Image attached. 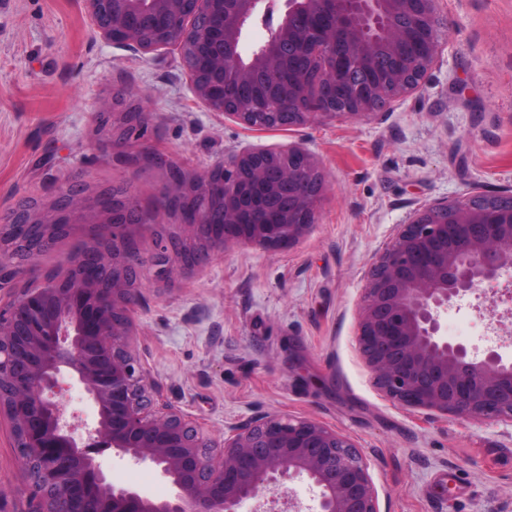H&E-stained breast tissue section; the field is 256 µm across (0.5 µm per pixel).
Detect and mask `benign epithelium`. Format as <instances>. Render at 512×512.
<instances>
[{
    "label": "benign epithelium",
    "instance_id": "benign-epithelium-1",
    "mask_svg": "<svg viewBox=\"0 0 512 512\" xmlns=\"http://www.w3.org/2000/svg\"><path fill=\"white\" fill-rule=\"evenodd\" d=\"M440 0H87L98 34L131 51L177 48L190 90L210 112L258 129H290L336 117L368 116L386 102L422 94L442 53ZM268 32L244 56L252 23ZM294 65L281 95L274 88ZM147 116L112 120L116 160L163 163L140 142ZM220 172L221 179L214 177ZM214 172L188 177L168 164L166 200L182 233L158 236L149 257L135 247L147 226L128 189L92 202L75 180L58 185L38 211L29 200L0 223V416L28 482L32 512H301L287 482L304 478L317 512H380L368 467L353 440L314 420L256 409L216 442L168 404L130 350L139 306L137 269L148 262L169 281L230 247L283 250L315 223L324 189L303 145L249 148ZM88 228L65 273L28 284L32 260ZM512 271V205L498 195L441 199L397 226L377 256L359 312L358 345L375 384L413 409L512 422V360L483 356L438 336L448 306ZM71 373L97 407L76 425L61 408ZM157 469L176 488L151 499L112 484L99 457Z\"/></svg>",
    "mask_w": 512,
    "mask_h": 512
}]
</instances>
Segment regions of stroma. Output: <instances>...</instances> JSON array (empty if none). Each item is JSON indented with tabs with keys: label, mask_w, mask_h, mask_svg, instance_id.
I'll list each match as a JSON object with an SVG mask.
<instances>
[{
	"label": "stroma",
	"mask_w": 512,
	"mask_h": 512,
	"mask_svg": "<svg viewBox=\"0 0 512 512\" xmlns=\"http://www.w3.org/2000/svg\"><path fill=\"white\" fill-rule=\"evenodd\" d=\"M444 48L423 94L376 114L252 129L193 97L179 52H133L96 32L85 0H0V214L58 184L86 195L130 188L143 207L168 179L112 158L113 112L148 117L142 141L194 175L246 147L301 141L325 179L315 224L285 250L233 248L170 283L143 264L131 352L162 401L219 440L255 408L351 437L380 512H512V423L411 409L377 388L359 351L369 271L415 209L512 192V0H441ZM512 272L440 319L449 343L512 359V317L489 328ZM114 484L166 499L159 471L105 460ZM0 419V512H29Z\"/></svg>",
	"instance_id": "obj_1"
}]
</instances>
